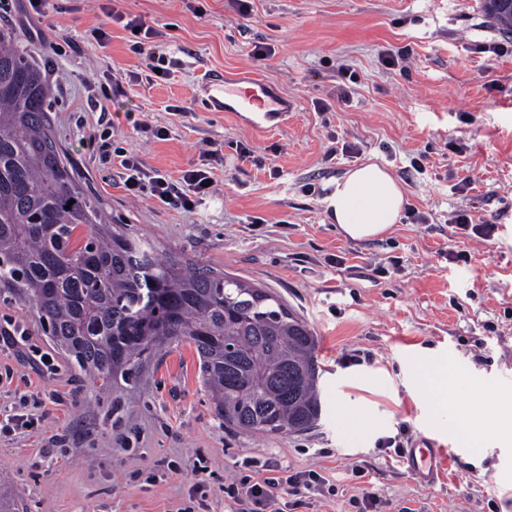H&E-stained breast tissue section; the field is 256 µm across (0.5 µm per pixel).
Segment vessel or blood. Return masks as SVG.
I'll return each mask as SVG.
<instances>
[{
  "label": "vessel or blood",
  "instance_id": "obj_1",
  "mask_svg": "<svg viewBox=\"0 0 512 512\" xmlns=\"http://www.w3.org/2000/svg\"><path fill=\"white\" fill-rule=\"evenodd\" d=\"M209 109L231 112L252 130L263 132L271 121L287 116L293 103L255 76L214 79L204 85Z\"/></svg>",
  "mask_w": 512,
  "mask_h": 512
}]
</instances>
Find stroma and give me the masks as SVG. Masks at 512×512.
Wrapping results in <instances>:
<instances>
[{"mask_svg": "<svg viewBox=\"0 0 512 512\" xmlns=\"http://www.w3.org/2000/svg\"><path fill=\"white\" fill-rule=\"evenodd\" d=\"M154 30L166 76L131 52L108 12ZM107 27L98 45L92 29ZM0 29L29 50L51 89L54 134L110 223L158 258L217 269L277 294L318 339L322 405L309 430L227 427L187 343L145 383L111 388L76 368L33 302L0 284V496L13 512H244L230 483L278 464L313 470L333 493L285 495L286 512H512V444L467 446L441 426L423 364L462 379L459 403L512 397V41L481 0H0ZM58 43L46 57L43 44ZM268 47L262 58L253 45ZM405 47L409 70L383 56ZM256 75L293 100L284 127L256 134L209 111L210 75ZM250 157H242L241 147ZM211 192L192 210L130 196L122 156L180 182L203 152ZM372 162L426 223L345 237L326 209L336 179ZM472 214L491 236L459 229ZM467 263L448 256L451 245ZM32 420L9 430L13 414ZM452 443V460L410 470L411 449Z\"/></svg>", "mask_w": 512, "mask_h": 512, "instance_id": "1", "label": "stroma"}]
</instances>
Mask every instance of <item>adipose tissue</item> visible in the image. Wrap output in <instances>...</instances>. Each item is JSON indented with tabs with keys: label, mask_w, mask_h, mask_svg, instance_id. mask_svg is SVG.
I'll use <instances>...</instances> for the list:
<instances>
[{
	"label": "adipose tissue",
	"mask_w": 512,
	"mask_h": 512,
	"mask_svg": "<svg viewBox=\"0 0 512 512\" xmlns=\"http://www.w3.org/2000/svg\"><path fill=\"white\" fill-rule=\"evenodd\" d=\"M404 204L400 184L374 163L349 170L327 198V207L341 233L353 240L372 239L387 233L398 222ZM420 380L433 395L436 420L458 432L469 444H477L482 435L499 430L505 412L495 406L484 414L482 433L472 431L457 400L454 376L447 367L423 370Z\"/></svg>",
	"instance_id": "adipose-tissue-1"
}]
</instances>
